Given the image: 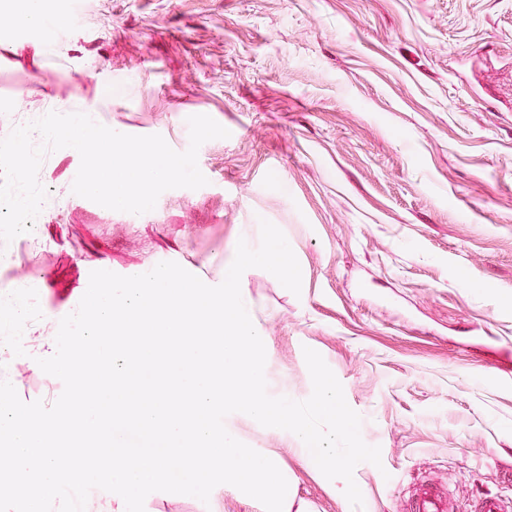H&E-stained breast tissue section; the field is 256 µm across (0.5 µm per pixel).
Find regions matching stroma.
Here are the masks:
<instances>
[{"label":"stroma","mask_w":512,"mask_h":512,"mask_svg":"<svg viewBox=\"0 0 512 512\" xmlns=\"http://www.w3.org/2000/svg\"><path fill=\"white\" fill-rule=\"evenodd\" d=\"M64 2L48 54L0 12V139L52 108L178 152L192 115L230 135L199 149L206 186L141 215L72 193L80 157L55 151L43 182L65 202L38 219L53 248L14 243L0 285L35 284L64 317L90 253L123 276L166 259L215 281L267 219L302 273L297 295L241 277L267 387L306 400L303 350L323 357L381 449L354 470L363 512H409L425 483L454 512L512 500V0H83L75 28ZM281 464L308 512H352L298 455Z\"/></svg>","instance_id":"stroma-1"}]
</instances>
